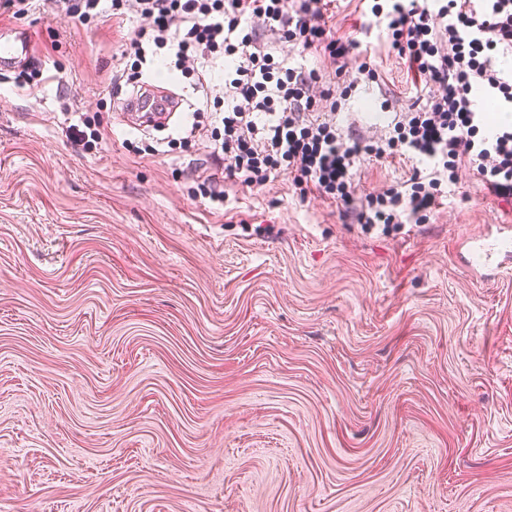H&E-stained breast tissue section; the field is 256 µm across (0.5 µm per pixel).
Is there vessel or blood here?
Returning a JSON list of instances; mask_svg holds the SVG:
<instances>
[{"label":"vessel or blood","instance_id":"vessel-or-blood-1","mask_svg":"<svg viewBox=\"0 0 512 512\" xmlns=\"http://www.w3.org/2000/svg\"><path fill=\"white\" fill-rule=\"evenodd\" d=\"M36 51L32 33L24 28L0 22V68L26 64ZM184 99L174 89L152 82L133 89L125 99L122 110L132 127L167 126L176 112L182 111ZM512 253V239L503 234H485L473 238L470 246L471 264L486 266L493 256Z\"/></svg>","mask_w":512,"mask_h":512}]
</instances>
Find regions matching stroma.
<instances>
[{
  "instance_id": "1",
  "label": "stroma",
  "mask_w": 512,
  "mask_h": 512,
  "mask_svg": "<svg viewBox=\"0 0 512 512\" xmlns=\"http://www.w3.org/2000/svg\"><path fill=\"white\" fill-rule=\"evenodd\" d=\"M371 5L328 13L374 78L290 56L377 140L421 91ZM0 20L59 75L32 96L0 71V512H512V265L462 258L512 194L460 165L393 236L284 175L212 203L192 189L224 131L180 139L219 86L180 79L186 111L136 130L107 76L139 18ZM82 122L95 146L67 137ZM415 166L361 162L357 189Z\"/></svg>"
}]
</instances>
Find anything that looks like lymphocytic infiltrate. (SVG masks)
<instances>
[{
    "label": "lymphocytic infiltrate",
    "instance_id": "obj_1",
    "mask_svg": "<svg viewBox=\"0 0 512 512\" xmlns=\"http://www.w3.org/2000/svg\"><path fill=\"white\" fill-rule=\"evenodd\" d=\"M64 18L80 24L105 16L143 20L122 50L130 67L113 70L112 88L139 80L147 67L170 74L196 73L198 62L230 58L220 76L228 106L218 118L224 137L214 155L224 160L223 178L204 179L202 193L224 200L222 179L259 188L288 175L299 196L311 191L332 199L342 223L371 231L425 222L437 206L445 182H456L460 165L476 171L494 192L512 193V130L478 138L479 117L471 93L487 86L512 100L490 56L498 46L512 48V0H447L430 11L426 0H375L371 13L384 23L390 46L405 59L427 98L402 113L388 138L367 143L343 134L335 121L318 113L319 102H333L332 90L315 91V71L289 66L261 44L259 28L281 35L299 52L322 50L348 65L357 40L337 39L328 26L327 0H56ZM418 159L420 169L401 185L378 194L356 195L355 168L364 157Z\"/></svg>",
    "mask_w": 512,
    "mask_h": 512
}]
</instances>
